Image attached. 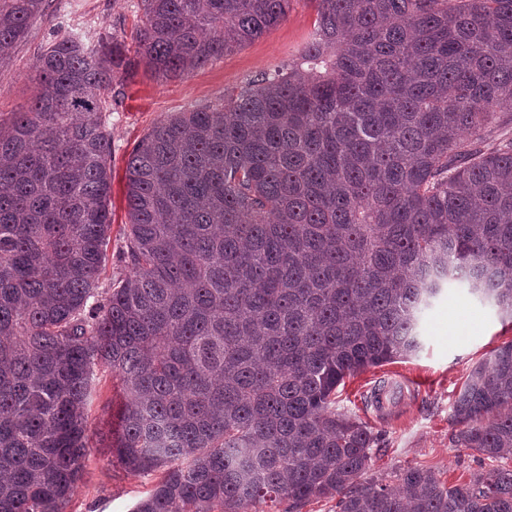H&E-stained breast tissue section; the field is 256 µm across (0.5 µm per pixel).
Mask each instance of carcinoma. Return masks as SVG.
<instances>
[{
  "mask_svg": "<svg viewBox=\"0 0 512 512\" xmlns=\"http://www.w3.org/2000/svg\"><path fill=\"white\" fill-rule=\"evenodd\" d=\"M46 0H0V55ZM290 0H140L136 53L185 76ZM296 61L180 112L126 164L132 274L99 300L111 230L105 96L138 62L110 31L58 35L0 123V512H64L93 367L128 399L112 457L163 469L134 512H512V341L453 403L499 466L464 485L370 469L346 377L416 353L462 283L512 322V0H311Z\"/></svg>",
  "mask_w": 512,
  "mask_h": 512,
  "instance_id": "carcinoma-1",
  "label": "carcinoma"
}]
</instances>
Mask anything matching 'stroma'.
<instances>
[{
  "label": "stroma",
  "instance_id": "1",
  "mask_svg": "<svg viewBox=\"0 0 512 512\" xmlns=\"http://www.w3.org/2000/svg\"><path fill=\"white\" fill-rule=\"evenodd\" d=\"M138 20V0H46L42 16L10 57L0 61V120L8 121L12 112L29 101L37 59L56 35L70 31L95 35L105 30L128 35ZM315 20L310 0H291L285 19L242 50L188 77L167 82L138 66L132 82L108 99L112 229L101 285L128 273L120 261L128 230L125 168L138 139L178 112L218 103L226 92L245 87L263 71L287 65L307 42ZM419 330L423 346L418 352L347 379L336 393V408L379 431L382 450L373 458L371 476L391 485L401 468L416 465L434 471L449 484H464L493 463L463 446L464 426L453 416V403L473 367L491 350L512 340V324L503 322L493 306L456 283L434 300ZM382 380L395 389L396 398L378 406L372 403L371 394ZM93 388L89 448L65 512H133L162 473L134 475L113 463L108 445L125 399L104 367H95Z\"/></svg>",
  "mask_w": 512,
  "mask_h": 512
}]
</instances>
